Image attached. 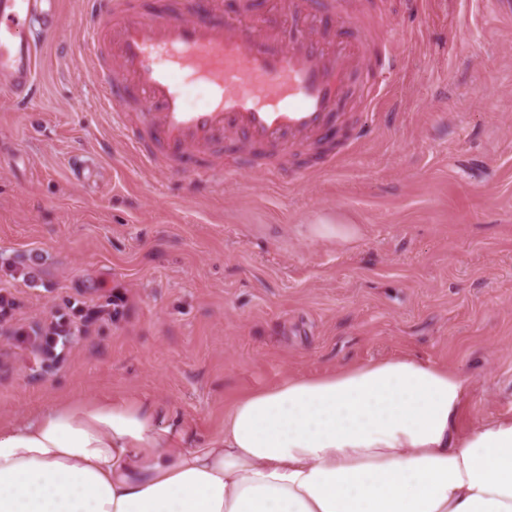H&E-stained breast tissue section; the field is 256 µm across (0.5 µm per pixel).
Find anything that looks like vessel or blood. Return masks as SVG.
<instances>
[{
	"instance_id": "vessel-or-blood-1",
	"label": "vessel or blood",
	"mask_w": 512,
	"mask_h": 512,
	"mask_svg": "<svg viewBox=\"0 0 512 512\" xmlns=\"http://www.w3.org/2000/svg\"><path fill=\"white\" fill-rule=\"evenodd\" d=\"M219 0H82L81 39L87 50L81 64L95 72L101 111L128 131L130 149L150 168L190 172L208 185L244 174V167L214 164L225 148L253 149L264 175L288 183L304 178L290 159L314 152L318 164L334 167L332 149L343 140L353 150L367 137L365 121L346 110L356 93L368 105L385 95L399 69L397 33L365 5L351 15L325 0L323 38L294 17L292 39L253 26L225 21ZM59 0H0V89L21 107L37 98L41 37L55 33ZM38 26L40 38L29 37ZM210 86L212 102L188 109L180 82ZM135 103L140 123L128 130L124 106Z\"/></svg>"
}]
</instances>
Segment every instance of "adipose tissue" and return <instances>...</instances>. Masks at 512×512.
<instances>
[{
	"label": "adipose tissue",
	"instance_id": "obj_1",
	"mask_svg": "<svg viewBox=\"0 0 512 512\" xmlns=\"http://www.w3.org/2000/svg\"><path fill=\"white\" fill-rule=\"evenodd\" d=\"M467 377L411 357L288 376L194 447L154 405L0 424V512H512V417L460 433Z\"/></svg>",
	"mask_w": 512,
	"mask_h": 512
}]
</instances>
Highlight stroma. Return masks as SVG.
Here are the masks:
<instances>
[{"label": "stroma", "instance_id": "1", "mask_svg": "<svg viewBox=\"0 0 512 512\" xmlns=\"http://www.w3.org/2000/svg\"><path fill=\"white\" fill-rule=\"evenodd\" d=\"M382 3L403 65L366 142L291 185L203 191L99 110L61 0L40 97H0L1 423L126 396L190 445L284 377L404 356L469 378L460 430L512 416V25Z\"/></svg>", "mask_w": 512, "mask_h": 512}]
</instances>
